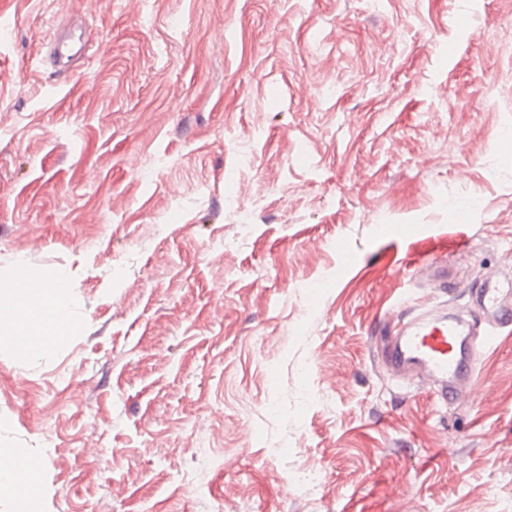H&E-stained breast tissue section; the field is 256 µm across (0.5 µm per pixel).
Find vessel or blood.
Returning a JSON list of instances; mask_svg holds the SVG:
<instances>
[{
  "label": "vessel or blood",
  "mask_w": 512,
  "mask_h": 512,
  "mask_svg": "<svg viewBox=\"0 0 512 512\" xmlns=\"http://www.w3.org/2000/svg\"><path fill=\"white\" fill-rule=\"evenodd\" d=\"M415 263L432 284L447 286V265L429 256L417 257ZM468 296L477 321H467L452 312L436 314L425 307L418 314L401 319L380 350L381 363L394 376L423 379L434 395L448 404L474 385L475 344L488 348L504 331L512 332V276L482 278L469 289Z\"/></svg>",
  "instance_id": "vessel-or-blood-1"
}]
</instances>
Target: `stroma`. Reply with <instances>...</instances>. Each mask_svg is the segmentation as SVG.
I'll return each mask as SVG.
<instances>
[{"label":"stroma","instance_id":"stroma-1","mask_svg":"<svg viewBox=\"0 0 512 512\" xmlns=\"http://www.w3.org/2000/svg\"><path fill=\"white\" fill-rule=\"evenodd\" d=\"M0 30V289L70 281L68 335L0 344L37 512H512V335L447 405L373 352L425 292L390 263L445 240L449 309L512 270V0H0Z\"/></svg>","mask_w":512,"mask_h":512}]
</instances>
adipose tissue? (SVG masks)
Returning <instances> with one entry per match:
<instances>
[{
	"label": "adipose tissue",
	"instance_id": "obj_1",
	"mask_svg": "<svg viewBox=\"0 0 512 512\" xmlns=\"http://www.w3.org/2000/svg\"><path fill=\"white\" fill-rule=\"evenodd\" d=\"M68 287V276L58 272L49 277L28 276L18 288L0 291V302L10 305L9 315H0V338L11 340L26 330L37 336L42 349L66 335L71 321L62 295Z\"/></svg>",
	"mask_w": 512,
	"mask_h": 512
}]
</instances>
